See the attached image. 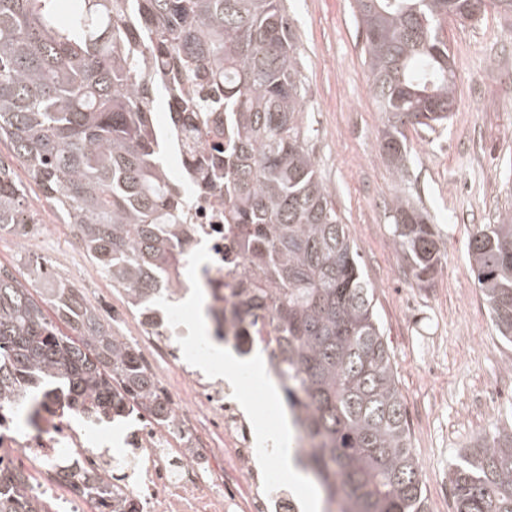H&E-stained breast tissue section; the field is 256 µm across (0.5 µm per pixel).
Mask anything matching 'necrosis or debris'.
Segmentation results:
<instances>
[{"instance_id":"4bbe7bcc","label":"necrosis or debris","mask_w":512,"mask_h":512,"mask_svg":"<svg viewBox=\"0 0 512 512\" xmlns=\"http://www.w3.org/2000/svg\"><path fill=\"white\" fill-rule=\"evenodd\" d=\"M186 222L190 259L179 279L203 290L214 339L239 356L272 349L271 318L239 328L218 318L228 289L249 275L223 226V196L193 194ZM190 319L176 306L139 322L140 365L155 380L164 415L133 400L121 420L90 423L45 398L0 399V461L29 471V495L51 501V512H300L277 473L276 451L258 441L242 379L208 370L211 345L189 337ZM66 470L88 483L64 491Z\"/></svg>"}]
</instances>
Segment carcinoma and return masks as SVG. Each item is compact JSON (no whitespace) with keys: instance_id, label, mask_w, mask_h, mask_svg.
Instances as JSON below:
<instances>
[{"instance_id":"cac0c4a2","label":"carcinoma","mask_w":512,"mask_h":512,"mask_svg":"<svg viewBox=\"0 0 512 512\" xmlns=\"http://www.w3.org/2000/svg\"><path fill=\"white\" fill-rule=\"evenodd\" d=\"M391 174L405 128L433 131L455 102L444 26L512 0H355ZM164 98L159 130L154 102ZM305 86L284 0H0V139L138 315L159 314L188 258L185 187L224 195L253 278L241 314L269 312L288 403L304 410L308 463L333 512H428L373 289L308 149ZM191 161L174 176L161 143ZM393 242L416 285L441 262L424 207L391 201ZM35 223L0 161V229ZM495 330L512 343V211L468 242ZM43 290L0 268V397L53 394L95 418L154 402L136 348L60 277ZM52 306L57 320L46 314ZM455 512H512V424L449 471ZM0 465V512H49Z\"/></svg>"}]
</instances>
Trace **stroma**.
<instances>
[{"label":"stroma","instance_id":"1","mask_svg":"<svg viewBox=\"0 0 512 512\" xmlns=\"http://www.w3.org/2000/svg\"><path fill=\"white\" fill-rule=\"evenodd\" d=\"M286 5L305 76L308 148L374 290L428 512H453V497L441 488L451 465L478 437L512 421V345L496 334L468 254L473 231L512 208V14L491 10L446 23L455 106L443 128H406L409 172L399 180L379 148L384 119L370 91L354 0ZM0 161L13 165L44 225L35 248L0 254V265L32 278L44 269L62 275L114 334L135 341L138 318L124 291L74 241L5 139ZM398 196L420 201L439 232L442 259L430 286L415 284L393 243L386 206Z\"/></svg>","mask_w":512,"mask_h":512}]
</instances>
